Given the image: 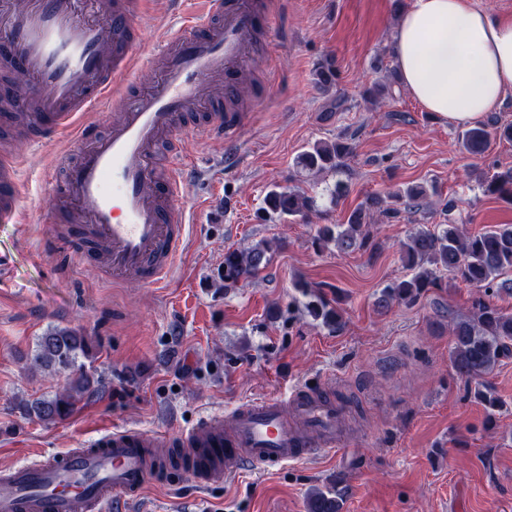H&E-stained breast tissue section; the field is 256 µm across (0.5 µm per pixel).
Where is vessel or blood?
Instances as JSON below:
<instances>
[{"label": "vessel or blood", "mask_w": 512, "mask_h": 512, "mask_svg": "<svg viewBox=\"0 0 512 512\" xmlns=\"http://www.w3.org/2000/svg\"><path fill=\"white\" fill-rule=\"evenodd\" d=\"M0 0V62L15 78L0 128L46 148L52 221L69 227L48 247L80 258L116 285L158 288L187 243L183 119L233 141L244 62L263 16L257 0H205L178 28L158 30L144 56L136 19L141 0ZM160 72L139 89L129 76L142 60ZM112 111L101 124L100 109ZM21 162L0 152V222L23 224ZM335 401L306 389L212 412L174 433L112 430L93 447L0 470V512H120L147 480L182 469L198 485L248 466L297 462L336 452L346 441Z\"/></svg>", "instance_id": "obj_1"}]
</instances>
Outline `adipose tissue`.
Listing matches in <instances>:
<instances>
[{
    "label": "adipose tissue",
    "instance_id": "adipose-tissue-1",
    "mask_svg": "<svg viewBox=\"0 0 512 512\" xmlns=\"http://www.w3.org/2000/svg\"><path fill=\"white\" fill-rule=\"evenodd\" d=\"M391 47L405 88L444 122H478L512 92L510 12L474 0H409Z\"/></svg>",
    "mask_w": 512,
    "mask_h": 512
}]
</instances>
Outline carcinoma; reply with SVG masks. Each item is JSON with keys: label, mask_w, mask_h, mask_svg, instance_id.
Here are the masks:
<instances>
[{"label": "carcinoma", "mask_w": 512, "mask_h": 512, "mask_svg": "<svg viewBox=\"0 0 512 512\" xmlns=\"http://www.w3.org/2000/svg\"><path fill=\"white\" fill-rule=\"evenodd\" d=\"M317 84L328 89L338 81L333 63L325 61L315 69ZM512 142V123L502 124L495 118L468 125L458 132V141L470 155L483 154L491 141ZM354 147L348 139L338 137L332 142L318 141L299 157L298 164L310 171L339 173L347 166ZM483 194L512 202V168L491 174L478 173ZM428 196L423 185L398 190L391 197L400 207H387L384 200L371 195L349 214L343 224H325L317 232L316 244L323 248L335 244L340 252L375 248L370 227L375 217L388 221L400 219L402 211L421 205ZM264 217L306 218L315 209L314 199L297 187L275 186L265 197ZM400 253L406 269L403 278L386 283L376 300L381 310L392 304H413L432 288L442 287L443 274L476 288L481 296L473 302L472 315L449 326L453 338L451 361L458 375L468 382L482 384L498 363L512 355V313L493 298L506 294L512 297V226L486 229L470 235H460L455 224H437L432 229H417L400 243ZM268 248L258 243L246 249L224 252V286L252 278L267 267ZM308 297L304 310L308 316L325 325H340V308L333 307L322 293L301 285ZM102 343L99 339L68 327H56L38 338L32 367L50 373L68 372L66 385L53 396L23 399L19 409L43 422L64 420L80 406L92 401L105 390L102 376L89 365L98 358ZM345 490L342 487L313 488L307 499L308 512H341Z\"/></svg>", "instance_id": "obj_1"}]
</instances>
